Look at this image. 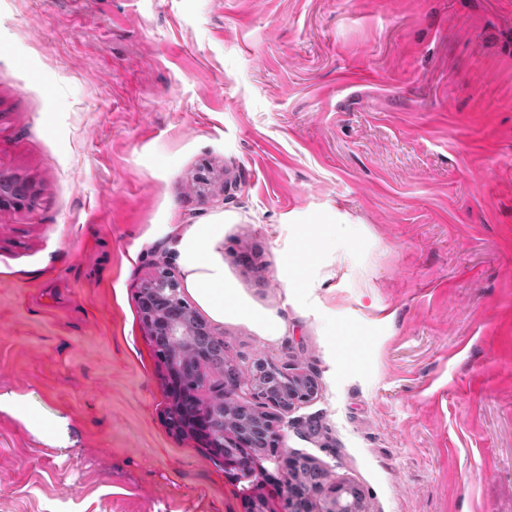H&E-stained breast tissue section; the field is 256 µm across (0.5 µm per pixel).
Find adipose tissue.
I'll return each mask as SVG.
<instances>
[{
  "instance_id": "1",
  "label": "adipose tissue",
  "mask_w": 512,
  "mask_h": 512,
  "mask_svg": "<svg viewBox=\"0 0 512 512\" xmlns=\"http://www.w3.org/2000/svg\"><path fill=\"white\" fill-rule=\"evenodd\" d=\"M223 239V224H192L174 244L188 292L217 322L224 319L225 300L235 296L224 285V256L218 248Z\"/></svg>"
}]
</instances>
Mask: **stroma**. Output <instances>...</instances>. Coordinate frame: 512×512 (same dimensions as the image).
Returning <instances> with one entry per match:
<instances>
[{
    "mask_svg": "<svg viewBox=\"0 0 512 512\" xmlns=\"http://www.w3.org/2000/svg\"><path fill=\"white\" fill-rule=\"evenodd\" d=\"M0 512L281 508L169 429L142 282L224 218L211 323L315 397L279 425L365 512H512V0H0ZM354 221L348 232L331 219ZM0 410L8 411L16 419L23 422L33 431L46 433L50 431V426L44 422L36 421L30 408L23 402L22 399L16 396H2L0 395Z\"/></svg>",
    "mask_w": 512,
    "mask_h": 512,
    "instance_id": "1",
    "label": "stroma"
}]
</instances>
